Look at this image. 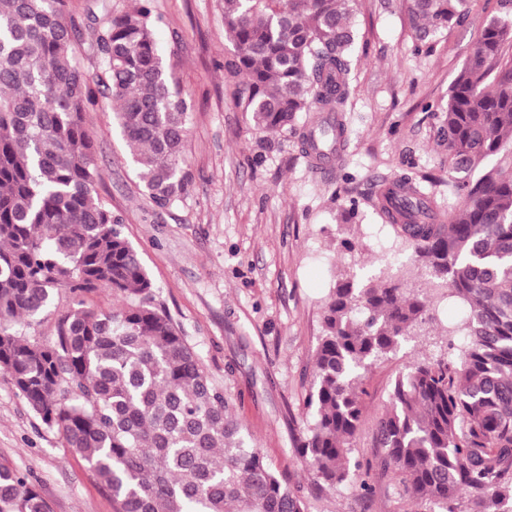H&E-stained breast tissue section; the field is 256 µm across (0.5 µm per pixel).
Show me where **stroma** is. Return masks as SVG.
<instances>
[{
    "instance_id": "obj_1",
    "label": "stroma",
    "mask_w": 512,
    "mask_h": 512,
    "mask_svg": "<svg viewBox=\"0 0 512 512\" xmlns=\"http://www.w3.org/2000/svg\"><path fill=\"white\" fill-rule=\"evenodd\" d=\"M410 0H356L359 38L352 53L347 139L340 164L313 168L296 138L256 130L238 97L240 78L224 61L223 0H151L155 32L170 58L191 113L185 153L194 174L182 197L157 207L144 191L112 112L95 101L84 114L95 138L99 199L124 218L123 235L138 251L162 305L209 377L231 398L252 443L289 480L308 512H440L431 498L407 502L376 463L372 431L404 366L437 353L444 329L465 308L441 303L434 324L402 340L367 374L352 460L368 465L369 495L357 485L321 488L301 464L298 443L314 417L307 405L322 309L338 280L367 282L411 266L371 204L379 184L412 171L436 202L456 213L464 196L449 173L439 138L451 86L485 25L512 16L504 0H469V19L419 44ZM132 0H67L80 27L74 46L87 75L98 71L94 43L104 9ZM354 251H344L341 240ZM0 467L25 474L52 512H113L112 496L62 436L35 416L0 375Z\"/></svg>"
}]
</instances>
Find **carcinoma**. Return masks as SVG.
I'll return each mask as SVG.
<instances>
[{
	"mask_svg": "<svg viewBox=\"0 0 512 512\" xmlns=\"http://www.w3.org/2000/svg\"><path fill=\"white\" fill-rule=\"evenodd\" d=\"M353 0H224L240 100L255 129L298 138L310 166L340 161L347 127ZM468 0H411L420 42L468 15ZM65 0H0V373L95 472L115 512H306L303 499L247 443L232 404L209 381L96 193L100 173L83 114L94 101L74 60ZM148 0L108 16L96 37V85L112 129L160 208L192 180L184 158L190 112L154 36ZM512 19L487 24L450 90L439 134L451 171H472L512 139V67L500 62ZM465 202L444 221L412 176L371 198L441 299L463 302V337L395 377L372 445L406 500L444 512H512V176L457 185ZM415 272L362 286L336 283L322 311L307 405L316 415L300 457L330 489L350 480L351 442L366 375L399 341L436 320ZM108 289L110 310L85 307ZM68 294L55 337L22 329ZM473 497L464 502L461 493ZM0 512H50L38 487L0 469Z\"/></svg>",
	"mask_w": 512,
	"mask_h": 512,
	"instance_id": "cac0c4a2",
	"label": "carcinoma"
}]
</instances>
